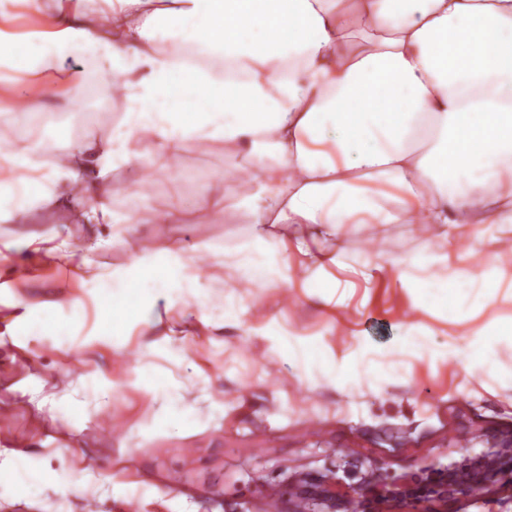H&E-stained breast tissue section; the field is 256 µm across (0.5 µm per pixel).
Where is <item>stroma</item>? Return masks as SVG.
<instances>
[{"mask_svg":"<svg viewBox=\"0 0 512 512\" xmlns=\"http://www.w3.org/2000/svg\"><path fill=\"white\" fill-rule=\"evenodd\" d=\"M238 221L231 211L203 226L149 224L144 231L188 246L220 245ZM68 230L86 242L101 270L127 263V248L103 246L99 227ZM374 240L390 254L413 251L422 237L412 224L359 225L344 240L341 263L325 276L360 310L366 338L383 345L395 334L401 297L389 275L368 283L359 273ZM61 294L86 296L75 272L61 264L0 288V460L57 477L33 497L0 475V512H354L347 491L369 480L377 488L364 497L368 512H404L386 487L493 455L499 458L493 481L467 494L444 486L422 512H512V457L498 453L512 439L510 385L480 392L455 367L434 377L417 367L410 377L389 381L383 399L347 396L328 386L309 388L271 359L261 340L216 328L165 338L177 355L170 368L179 385L154 400L133 383L147 362V337L132 336L120 349L71 348L57 336L19 327L17 300L37 304ZM262 306L284 311L310 333L331 322L320 301L299 288L265 291ZM101 371L109 384H98ZM180 399L203 412L222 401L224 417L192 428L174 424L157 435L138 431ZM315 424L322 438L310 435ZM36 427L43 435L34 440ZM62 480L83 481L85 489L62 495ZM273 487L280 494L271 505L266 492Z\"/></svg>","mask_w":512,"mask_h":512,"instance_id":"obj_1","label":"stroma"}]
</instances>
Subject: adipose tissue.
Segmentation results:
<instances>
[{
  "mask_svg": "<svg viewBox=\"0 0 512 512\" xmlns=\"http://www.w3.org/2000/svg\"><path fill=\"white\" fill-rule=\"evenodd\" d=\"M9 0L0 6V278L55 259L88 286L81 301L29 304L33 331L121 347L135 333L189 336L215 319L263 340L314 387L382 398L384 383L454 366L484 390L512 382V268L470 262L463 231L512 227V0ZM31 18L15 32L16 11ZM56 89L62 101L49 110ZM113 109L110 132L94 130ZM223 147L232 174L201 178L192 205L143 199L152 176L182 181L189 151ZM135 166L133 189L112 187ZM244 216L224 248L141 237L149 224ZM433 224L436 241L365 255L410 300L393 339L330 341L255 311L262 290L301 283L342 322L356 313L319 273L360 224ZM55 222L37 230L41 219ZM65 224L102 226L133 245L98 271ZM235 270L222 293L200 266ZM504 312L480 319V305ZM448 324L435 344L422 316Z\"/></svg>",
  "mask_w": 512,
  "mask_h": 512,
  "instance_id": "obj_1",
  "label": "adipose tissue"
}]
</instances>
